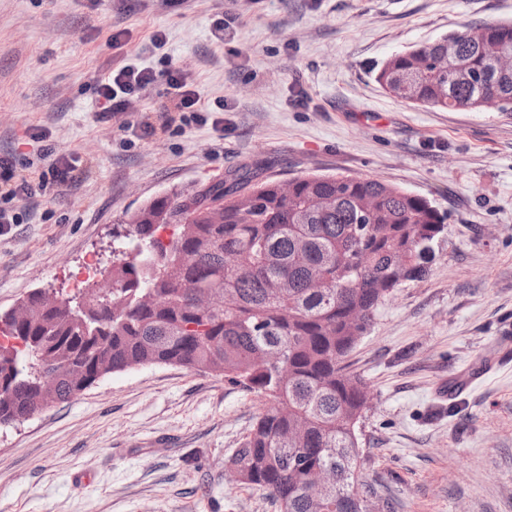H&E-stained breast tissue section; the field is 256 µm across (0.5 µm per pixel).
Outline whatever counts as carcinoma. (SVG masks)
<instances>
[{"instance_id":"carcinoma-1","label":"carcinoma","mask_w":512,"mask_h":512,"mask_svg":"<svg viewBox=\"0 0 512 512\" xmlns=\"http://www.w3.org/2000/svg\"><path fill=\"white\" fill-rule=\"evenodd\" d=\"M460 31L451 49L452 31L391 56L376 81L430 108L512 112V71L492 63L494 50L512 53V25ZM446 221L429 199L379 179L303 175L285 192L257 166L158 197L112 247L109 299L96 284L57 303L35 290L0 316V424L135 367L219 373L274 401L228 459L238 483L281 512H368L355 480L368 385L349 371L352 315L366 332L397 288L423 278L426 245ZM197 293L219 303L199 309ZM45 369L57 372L53 395L39 386ZM322 468L338 481L318 502L308 484Z\"/></svg>"}]
</instances>
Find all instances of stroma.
Returning a JSON list of instances; mask_svg holds the SVG:
<instances>
[{
	"instance_id": "1",
	"label": "stroma",
	"mask_w": 512,
	"mask_h": 512,
	"mask_svg": "<svg viewBox=\"0 0 512 512\" xmlns=\"http://www.w3.org/2000/svg\"><path fill=\"white\" fill-rule=\"evenodd\" d=\"M510 23L512 0H0V154L22 173L48 148L85 171L0 233V314L37 288L73 296L87 262L111 267L134 210L238 167L395 184L448 220L426 278L350 355L369 386L358 490L370 512H512V112L404 102L373 74L452 30ZM129 64L190 75L202 104L224 101L223 127L165 113L161 78L97 120L94 80ZM270 405L180 366L108 374L0 424V512H279L226 466Z\"/></svg>"
}]
</instances>
